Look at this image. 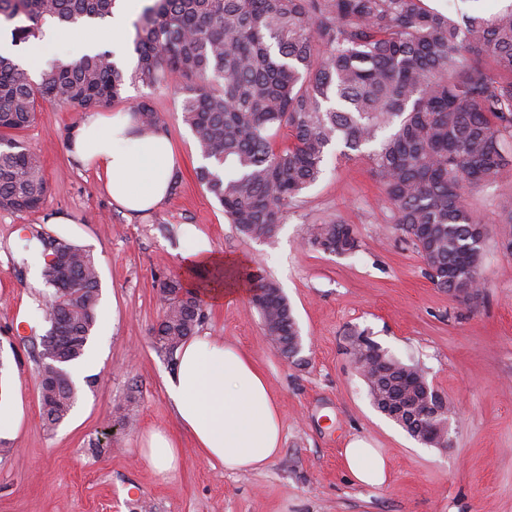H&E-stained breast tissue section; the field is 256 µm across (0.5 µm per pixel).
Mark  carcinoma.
Wrapping results in <instances>:
<instances>
[{
	"label": "carcinoma",
	"mask_w": 512,
	"mask_h": 512,
	"mask_svg": "<svg viewBox=\"0 0 512 512\" xmlns=\"http://www.w3.org/2000/svg\"><path fill=\"white\" fill-rule=\"evenodd\" d=\"M116 0H0L11 43L39 38L50 19L74 27L112 18ZM130 79L146 87L174 82L184 122L202 158L197 178L244 237L268 240L324 171L332 148L368 157L391 218L414 241L439 286L473 281L482 261L483 219L465 193L512 176V3L485 16L430 8L426 0H152L143 7ZM117 53L95 49L57 60L34 80L0 53V208L39 209L48 186L39 158L13 133L28 127L44 101L82 112L125 100ZM142 133L166 130L144 96L131 107ZM288 130V144L277 138ZM498 223L512 253V200ZM358 239L350 224L329 220L308 244L342 255ZM65 269L45 261L51 289L46 335L59 326L56 385L41 393L43 420L55 427L79 399L68 365L80 359L98 320L101 288L94 256L64 242ZM204 270L199 284L164 283L169 308L155 343L172 355L204 321L200 285L223 280ZM249 288L278 292L256 307L261 321L290 336L299 327L278 282L238 268Z\"/></svg>",
	"instance_id": "obj_1"
}]
</instances>
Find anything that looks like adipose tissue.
Listing matches in <instances>:
<instances>
[{"mask_svg":"<svg viewBox=\"0 0 512 512\" xmlns=\"http://www.w3.org/2000/svg\"><path fill=\"white\" fill-rule=\"evenodd\" d=\"M132 112H85L68 141L73 159L93 170L107 194L134 214L164 205L178 170V160L166 135H141ZM191 245L183 252V267L233 270L240 257L216 252L209 235L193 224L180 227ZM178 425L198 455L229 472L265 468L281 452L282 422L263 372L237 344L217 336H198L182 344L173 374L165 382ZM140 455L144 465L165 476L176 470L180 441L155 431ZM344 466L356 482L386 484L389 462L378 449L351 439Z\"/></svg>","mask_w":512,"mask_h":512,"instance_id":"obj_1","label":"adipose tissue"}]
</instances>
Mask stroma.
Instances as JSON below:
<instances>
[{
  "instance_id": "1",
  "label": "stroma",
  "mask_w": 512,
  "mask_h": 512,
  "mask_svg": "<svg viewBox=\"0 0 512 512\" xmlns=\"http://www.w3.org/2000/svg\"><path fill=\"white\" fill-rule=\"evenodd\" d=\"M150 96L181 159L169 201L141 216L124 213L96 176L78 166L67 132L80 114L41 103L18 138L40 159L48 193L32 212L0 209V355L6 383L20 395V432L0 438V512H512V255L499 243L498 216L512 186L487 184L468 196L485 217L482 287L462 301L437 288L410 237L384 203L367 158L330 153L320 179L286 212L266 241L242 237L196 177V138L182 118L175 85H127L129 110ZM71 217L99 270L101 300L90 339L96 357L67 419L43 424L39 364L16 327L33 319L46 289L18 239L21 225L48 231ZM354 225L358 251L313 249L312 227ZM206 230L215 250L244 257L286 294L305 348L284 358L266 337L246 293L205 304L200 333L247 351L264 372L282 420V450L264 469L233 473L212 466L182 438L177 469L160 476L139 460L143 436L179 432L165 390L175 359L158 350L163 282L185 279L179 228ZM422 369L448 402V445L418 443L372 404L349 354L353 335ZM366 439L389 460L386 485L354 483L343 448Z\"/></svg>"
}]
</instances>
